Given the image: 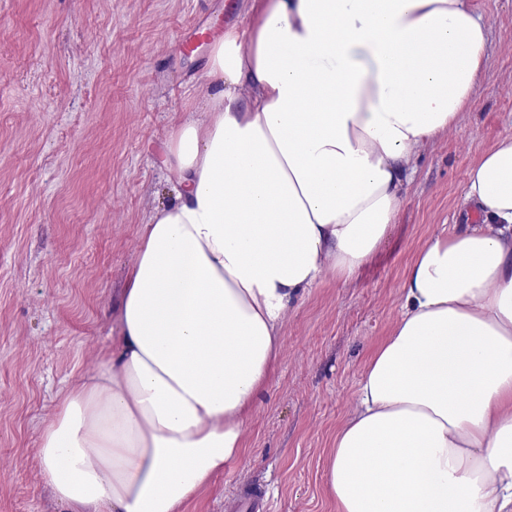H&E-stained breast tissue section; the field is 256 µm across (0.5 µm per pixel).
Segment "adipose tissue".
<instances>
[{"label": "adipose tissue", "instance_id": "ef3b65f1", "mask_svg": "<svg viewBox=\"0 0 512 512\" xmlns=\"http://www.w3.org/2000/svg\"><path fill=\"white\" fill-rule=\"evenodd\" d=\"M491 31L469 0H263L211 44L172 128L112 338L46 419L66 512H182L244 450L292 302L351 280L418 151L472 104ZM408 263L399 314L326 467L336 512H512V134Z\"/></svg>", "mask_w": 512, "mask_h": 512}]
</instances>
